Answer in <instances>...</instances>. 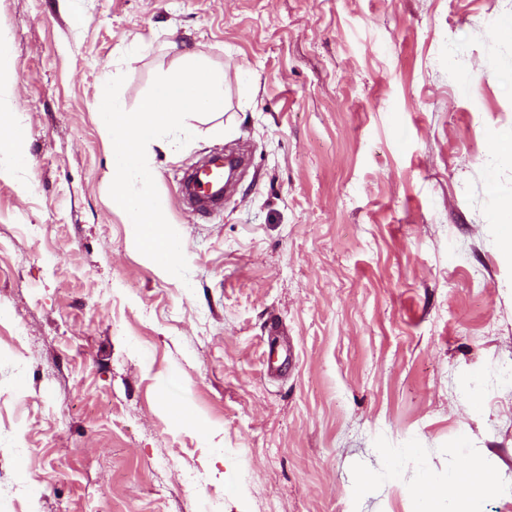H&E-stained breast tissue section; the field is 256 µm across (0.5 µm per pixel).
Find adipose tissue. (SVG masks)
<instances>
[{
    "label": "adipose tissue",
    "mask_w": 512,
    "mask_h": 512,
    "mask_svg": "<svg viewBox=\"0 0 512 512\" xmlns=\"http://www.w3.org/2000/svg\"><path fill=\"white\" fill-rule=\"evenodd\" d=\"M496 485L482 473L456 471L439 477L423 473L411 487L414 512H438L440 501H447L448 512H482L485 497L493 494Z\"/></svg>",
    "instance_id": "ef3b65f1"
}]
</instances>
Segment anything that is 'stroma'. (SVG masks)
<instances>
[{
    "label": "stroma",
    "mask_w": 512,
    "mask_h": 512,
    "mask_svg": "<svg viewBox=\"0 0 512 512\" xmlns=\"http://www.w3.org/2000/svg\"><path fill=\"white\" fill-rule=\"evenodd\" d=\"M508 16L0 0V111L30 158L0 165V512H413L424 471L458 469L495 480L483 512H512V162L493 153L512 35L490 33ZM190 51L226 107L150 158L183 281L113 209L95 105L121 74L136 109ZM233 148L234 194L192 213L184 170Z\"/></svg>",
    "instance_id": "obj_1"
}]
</instances>
